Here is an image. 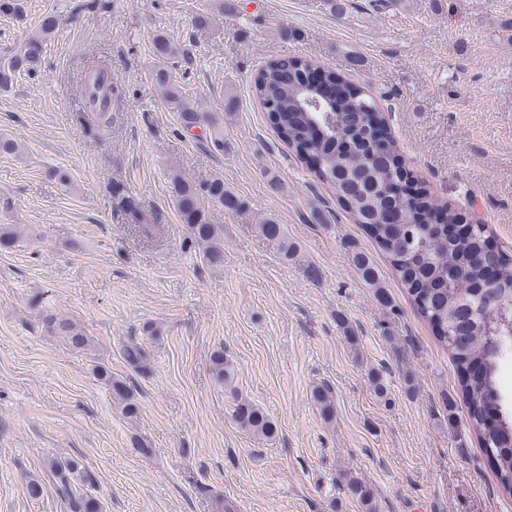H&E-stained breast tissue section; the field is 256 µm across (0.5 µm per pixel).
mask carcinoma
Returning a JSON list of instances; mask_svg holds the SVG:
<instances>
[{
    "mask_svg": "<svg viewBox=\"0 0 512 512\" xmlns=\"http://www.w3.org/2000/svg\"><path fill=\"white\" fill-rule=\"evenodd\" d=\"M60 23L59 15L47 13L34 31L0 51V89L10 87L19 72L31 71L41 62L44 46ZM152 46L159 60L153 82L178 113L182 128L201 129L209 135L212 148L224 150V118L198 109L167 68L172 59L192 62L191 49L165 34L156 35ZM316 71L326 82L342 87L328 112L308 111V105L318 97L317 90L310 87V75ZM109 72L106 58L87 57L84 107L77 121L99 141L112 137V125L123 99V88L107 79ZM251 91L277 137L305 160L318 180L335 192L353 222L376 242L433 335L450 353L461 377L472 429L495 465L503 492L512 496V412L506 410L503 400V371L512 358V330L500 315L477 316L512 297V258L484 254L475 248V241L487 233L485 224L472 225V231L465 235L448 233V227L463 221L462 213L439 202L425 187H420L416 198L398 190L410 173L403 166L395 142L380 138L384 116L369 94L346 82L336 71L306 57L272 59L254 74ZM170 185L188 241L209 267H223L224 225L213 223L211 208L244 211L246 202L226 190L221 177L195 183L174 171ZM126 216L146 239L150 223L158 221V217H148L132 205ZM257 229L283 259L294 256L285 227L275 217H262ZM17 242L14 225L1 224L0 248L11 249ZM355 264L363 281L373 288L376 301L391 306V296L382 286L373 260L358 252ZM42 322L48 335L65 337L72 349L85 351L91 347L89 336L75 323L50 313L43 315ZM122 356L134 372H151V354L139 338L123 345ZM211 370L214 379L230 390L237 425L254 436L274 439L278 434L276 423L232 387L234 366L224 359L223 352L213 353ZM98 372L122 411L136 415L139 405L127 380L103 366ZM312 396L324 415L333 413L334 397L329 386L315 387ZM50 467L59 479L70 512H101L99 499L82 490L94 484V478L79 461L52 458ZM340 481L361 512H377L375 492L368 483L349 471L342 473Z\"/></svg>",
    "mask_w": 512,
    "mask_h": 512,
    "instance_id": "obj_1",
    "label": "carcinoma"
}]
</instances>
